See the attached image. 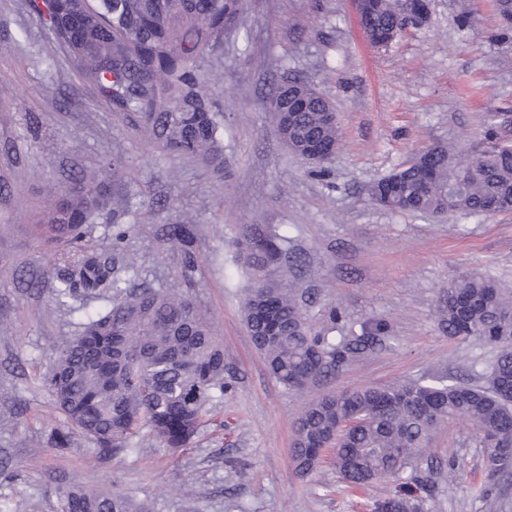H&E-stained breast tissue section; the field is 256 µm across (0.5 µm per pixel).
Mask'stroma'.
Returning a JSON list of instances; mask_svg holds the SVG:
<instances>
[{"instance_id": "1", "label": "stroma", "mask_w": 512, "mask_h": 512, "mask_svg": "<svg viewBox=\"0 0 512 512\" xmlns=\"http://www.w3.org/2000/svg\"><path fill=\"white\" fill-rule=\"evenodd\" d=\"M428 25L390 46L363 33L354 0H246L242 24L202 63L224 106V172L146 140L81 82L69 59L51 55L50 32L25 0H0V501L14 512H51L58 486L123 494L135 512H371L394 490L382 479L343 490L331 457L300 477L291 460L296 420L309 401L270 374L243 321L251 286L238 241L242 225L284 235L303 265L287 280L304 291L314 331L337 308L336 333L382 323L374 353L320 383V391L447 375L476 385L495 351L448 336L437 316L449 282L482 274L512 287V211L465 216L396 212L370 186L418 151L455 147L468 161L487 128L512 142V29L494 0H431ZM310 81L334 105L340 142L325 175L284 147L263 108L273 81ZM121 160L117 188L128 207L95 216L89 246L118 276L191 295L224 347L232 385L211 402L197 435L170 451L141 446L106 462L88 443L46 447L63 426L42 378L77 322L102 307L57 303L61 268L35 236L50 188ZM192 214L197 266L167 244L168 225ZM123 240H115L116 231ZM472 428L434 434L418 475L425 512H477L473 484L491 482L496 512H512V479H488Z\"/></svg>"}]
</instances>
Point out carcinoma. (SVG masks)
Masks as SVG:
<instances>
[{
    "mask_svg": "<svg viewBox=\"0 0 512 512\" xmlns=\"http://www.w3.org/2000/svg\"><path fill=\"white\" fill-rule=\"evenodd\" d=\"M29 13L65 52L83 83L127 122L173 155H189L214 172L224 169V109L208 94L200 63L224 34L239 27L245 0H27ZM404 0H371L365 25L373 43L390 41L402 28ZM280 90L265 101L288 149L310 159L336 152L339 136L329 120L332 103L319 92L304 94L294 119L284 123ZM402 194L387 208L434 215H483L496 205L512 208V145L490 147L466 164L446 146L431 151L427 171L405 163L391 173ZM127 199L99 171L58 187L38 224L44 242L75 244L97 212L116 214ZM196 225L171 224L167 242L181 249L184 273L195 270ZM286 238L245 225L241 250L253 285L245 295V323L273 377L302 392L336 374L350 361L373 353L384 341L381 324L355 336L313 333L303 293L286 287L280 273L288 262ZM63 263L57 298L81 294L110 306L85 316L78 332L57 353L44 378L67 426L52 427L46 444L62 451L73 437L106 461L131 450L135 440L164 448L187 446L207 405L231 387L224 348L190 296L138 284L115 275L112 263L90 250L57 253ZM439 321L454 338L474 339L496 349L483 385H431L420 379L329 392L313 399L297 419L292 461L313 474L324 448H335V467L351 489L379 480H403L423 457L434 433L460 420L475 430L489 476L512 474V290L485 275L453 280ZM423 500L400 493L378 500L374 512H422ZM55 512H132L118 493H93L72 484L56 489Z\"/></svg>",
    "mask_w": 512,
    "mask_h": 512,
    "instance_id": "1",
    "label": "carcinoma"
}]
</instances>
